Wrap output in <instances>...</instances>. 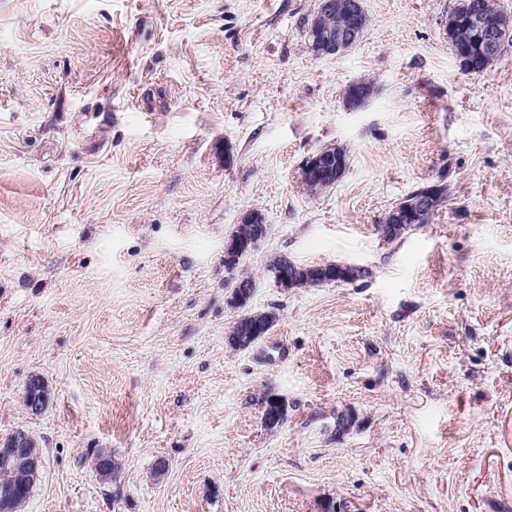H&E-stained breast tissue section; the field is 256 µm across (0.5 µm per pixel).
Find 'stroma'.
Masks as SVG:
<instances>
[{
    "mask_svg": "<svg viewBox=\"0 0 512 512\" xmlns=\"http://www.w3.org/2000/svg\"><path fill=\"white\" fill-rule=\"evenodd\" d=\"M455 4L362 0L363 38L319 58V0H0V438L43 460L18 512H512V42L461 74ZM249 211L268 236L237 270L277 320L238 350ZM280 255L366 275L284 293ZM346 162L340 160L336 162V156H327L324 154H314L309 157L302 166V180L310 183L313 179L330 178L336 183L342 178L346 171ZM438 184L435 185H429L424 186L421 188H418L408 194L403 200H408L412 195L416 194L420 189L419 193L415 195L411 200L405 202L404 206L402 208H396L394 207L389 211L388 215L385 217L384 224H378L377 225V231L380 233V231H383L382 226L385 224H388L390 221L389 214L391 213V216L398 220H404L408 221L409 219L414 218H421L423 215H427L418 220L417 223H411V222H405L403 224H389L388 229H385L383 231V235L381 237L384 240H394L397 237H399L401 234H403L405 231L410 229L412 224H425L428 223L430 217L435 213L437 210V207L439 204L443 201L444 196L446 194V190L438 195V198L436 199L435 206L434 205V199H435V192L438 188ZM433 208V210H432ZM394 210V211H393ZM432 210V211H431ZM393 211V212H392ZM431 211V212H430ZM430 212V213H429ZM247 224H252L251 234L246 238H238L249 234L250 226ZM234 235L236 236H232L224 248V261L228 270H230V264L238 260L240 256L245 255L247 257V254L249 255L260 242L267 238V224H263L259 214L255 212L246 213L241 218L240 225ZM242 278H247V276L231 277L230 281L227 283V288H231L236 281ZM255 291L256 281L253 278H249L244 281L239 280L227 297L226 303L230 308L235 310L245 305H249ZM45 401L46 396L42 379L38 376H31L26 384L25 403L27 408L32 413H39L42 411ZM285 400L274 393L266 395L262 403V423L265 427L280 426L288 417Z\"/></svg>",
    "mask_w": 512,
    "mask_h": 512,
    "instance_id": "35a3bbf8",
    "label": "stroma"
}]
</instances>
